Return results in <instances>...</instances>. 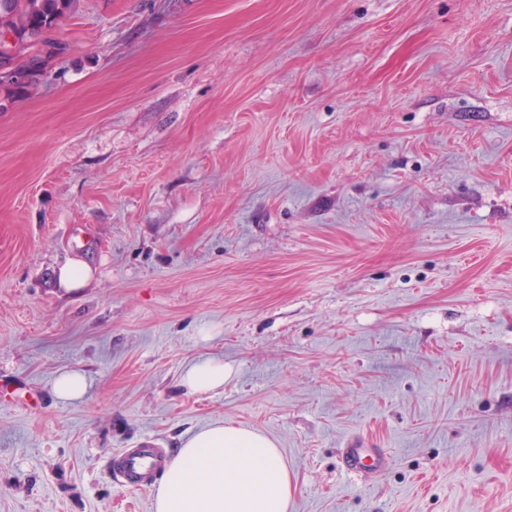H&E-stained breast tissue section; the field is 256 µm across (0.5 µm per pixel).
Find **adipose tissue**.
Masks as SVG:
<instances>
[{"label": "adipose tissue", "mask_w": 512, "mask_h": 512, "mask_svg": "<svg viewBox=\"0 0 512 512\" xmlns=\"http://www.w3.org/2000/svg\"><path fill=\"white\" fill-rule=\"evenodd\" d=\"M223 360L190 363L191 392L223 387ZM288 470L274 441L242 427L213 424L183 440L154 494L153 512H288Z\"/></svg>", "instance_id": "obj_1"}]
</instances>
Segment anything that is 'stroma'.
Returning a JSON list of instances; mask_svg holds the SVG:
<instances>
[{"label": "stroma", "mask_w": 512, "mask_h": 512, "mask_svg": "<svg viewBox=\"0 0 512 512\" xmlns=\"http://www.w3.org/2000/svg\"><path fill=\"white\" fill-rule=\"evenodd\" d=\"M53 37L0 110V512H153L112 455L216 422L288 512H512V0H80ZM58 285L62 288H82L93 278V268L83 259L70 260L57 270ZM225 374L222 359H198L186 367L181 384L190 392H210L224 386ZM88 388L86 375L80 370H69L58 375L53 392L62 401H75L83 398ZM345 471L356 477L367 478L382 474L389 464V453L384 448H360L350 445L341 453Z\"/></svg>", "instance_id": "1"}]
</instances>
